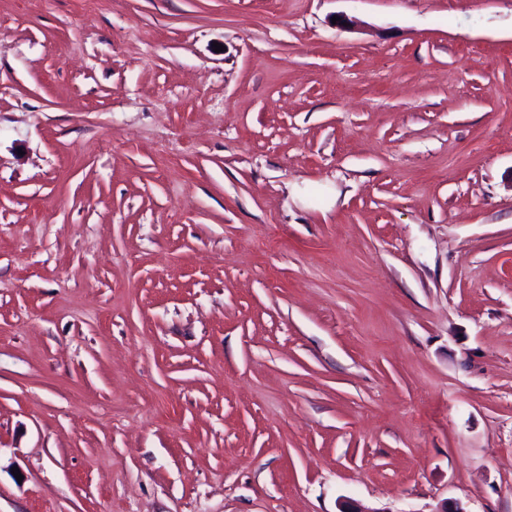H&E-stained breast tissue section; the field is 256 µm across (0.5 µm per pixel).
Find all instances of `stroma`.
Segmentation results:
<instances>
[{"instance_id": "35a3bbf8", "label": "stroma", "mask_w": 512, "mask_h": 512, "mask_svg": "<svg viewBox=\"0 0 512 512\" xmlns=\"http://www.w3.org/2000/svg\"><path fill=\"white\" fill-rule=\"evenodd\" d=\"M345 500L512 512V0H0V512Z\"/></svg>"}]
</instances>
